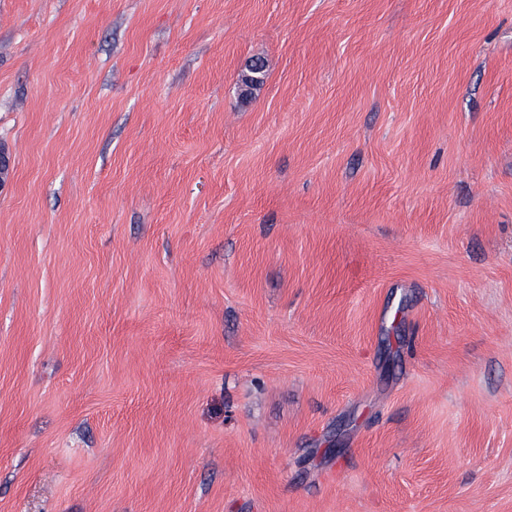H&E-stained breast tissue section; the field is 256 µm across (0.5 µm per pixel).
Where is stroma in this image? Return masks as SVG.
Masks as SVG:
<instances>
[{"label":"stroma","instance_id":"stroma-1","mask_svg":"<svg viewBox=\"0 0 512 512\" xmlns=\"http://www.w3.org/2000/svg\"><path fill=\"white\" fill-rule=\"evenodd\" d=\"M0 512H512V0H0Z\"/></svg>","mask_w":512,"mask_h":512}]
</instances>
